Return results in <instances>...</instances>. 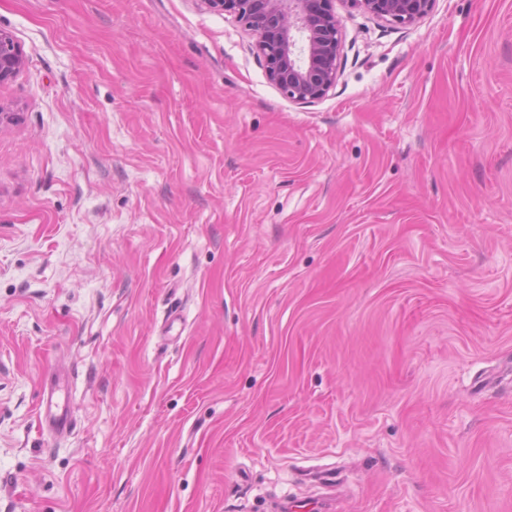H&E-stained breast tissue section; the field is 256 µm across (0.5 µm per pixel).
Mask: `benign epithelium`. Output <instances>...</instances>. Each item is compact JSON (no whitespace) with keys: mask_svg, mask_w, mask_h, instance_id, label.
Wrapping results in <instances>:
<instances>
[{"mask_svg":"<svg viewBox=\"0 0 512 512\" xmlns=\"http://www.w3.org/2000/svg\"><path fill=\"white\" fill-rule=\"evenodd\" d=\"M373 19L412 26L433 9L435 0H200L228 14L256 37L254 53L268 81L298 104L327 96L341 74L343 26L335 2ZM23 64L16 42L0 31V83Z\"/></svg>","mask_w":512,"mask_h":512,"instance_id":"obj_1","label":"benign epithelium"}]
</instances>
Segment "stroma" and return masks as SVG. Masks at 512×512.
Masks as SVG:
<instances>
[{"label": "stroma", "instance_id": "35a3bbf8", "mask_svg": "<svg viewBox=\"0 0 512 512\" xmlns=\"http://www.w3.org/2000/svg\"><path fill=\"white\" fill-rule=\"evenodd\" d=\"M341 19L0 0V512H512V0ZM256 37L268 81L298 104L327 96L341 74L343 26L335 0H199ZM23 64V54L16 42L0 31V83L14 77ZM41 409L43 419L49 429L58 433L64 432L67 429L69 423L68 415L61 408L59 396L55 389L51 388L44 394Z\"/></svg>", "mask_w": 512, "mask_h": 512}]
</instances>
